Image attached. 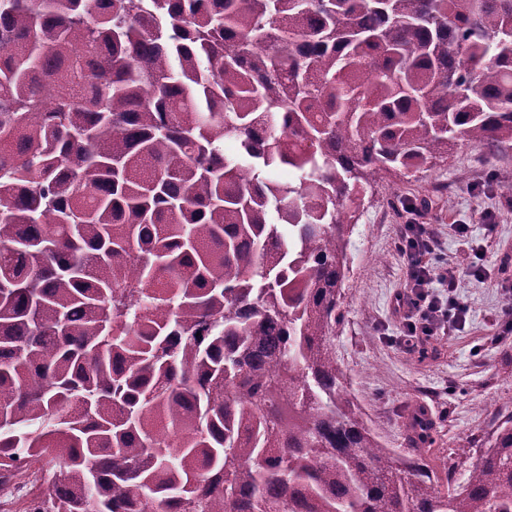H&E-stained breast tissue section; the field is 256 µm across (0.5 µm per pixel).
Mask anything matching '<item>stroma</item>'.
Returning a JSON list of instances; mask_svg holds the SVG:
<instances>
[{
	"mask_svg": "<svg viewBox=\"0 0 512 512\" xmlns=\"http://www.w3.org/2000/svg\"><path fill=\"white\" fill-rule=\"evenodd\" d=\"M512 154L458 145L447 161L409 176L385 175L361 196L359 220L349 246L343 283L342 319L336 327V357L364 422L398 458H405L402 416L423 403L438 421V447L455 449L456 482H464L478 461L496 416L512 405V336H501L508 302L498 290L512 284ZM425 199L429 208L410 212L404 199ZM431 224L437 229L449 266L468 263L473 250L484 253L482 276L461 278L458 294L469 312L464 323L434 339L422 358L403 352L397 339L404 317L397 296L405 285L404 260L393 248L398 225ZM468 228L459 237L456 225ZM471 453H463V446Z\"/></svg>",
	"mask_w": 512,
	"mask_h": 512,
	"instance_id": "1",
	"label": "stroma"
}]
</instances>
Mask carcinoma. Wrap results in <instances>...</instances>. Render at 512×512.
Here are the masks:
<instances>
[{
  "label": "carcinoma",
  "mask_w": 512,
  "mask_h": 512,
  "mask_svg": "<svg viewBox=\"0 0 512 512\" xmlns=\"http://www.w3.org/2000/svg\"><path fill=\"white\" fill-rule=\"evenodd\" d=\"M461 142L512 148V0H0V488L512 512V410L443 493L427 409L398 460L333 344L360 193Z\"/></svg>",
  "instance_id": "obj_1"
}]
</instances>
